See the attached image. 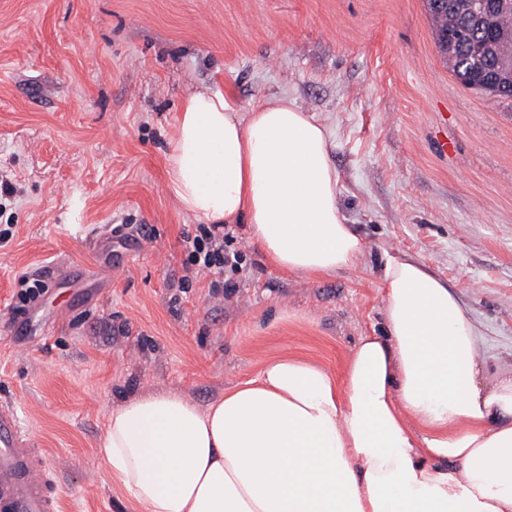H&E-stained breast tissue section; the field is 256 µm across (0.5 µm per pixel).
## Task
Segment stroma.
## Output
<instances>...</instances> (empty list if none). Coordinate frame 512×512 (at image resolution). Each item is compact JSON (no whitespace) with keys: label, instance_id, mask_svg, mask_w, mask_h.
Listing matches in <instances>:
<instances>
[{"label":"stroma","instance_id":"obj_1","mask_svg":"<svg viewBox=\"0 0 512 512\" xmlns=\"http://www.w3.org/2000/svg\"><path fill=\"white\" fill-rule=\"evenodd\" d=\"M227 88L327 126L354 268L271 269L242 224L233 294L190 265L166 155L185 97ZM0 180V407L53 467L54 512H133L99 452L124 399L204 405L268 357L340 372L383 326L387 254L454 289L487 378L512 366V104L449 72L424 0H0ZM23 276L46 292L14 342Z\"/></svg>","mask_w":512,"mask_h":512}]
</instances>
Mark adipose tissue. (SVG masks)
I'll return each instance as SVG.
<instances>
[{
    "label": "adipose tissue",
    "instance_id": "ef3b65f1",
    "mask_svg": "<svg viewBox=\"0 0 512 512\" xmlns=\"http://www.w3.org/2000/svg\"><path fill=\"white\" fill-rule=\"evenodd\" d=\"M328 128L285 95L240 111L183 102L167 156L182 209L244 224L270 267L323 277L364 253L339 202ZM383 328L341 374L267 359L207 406L124 400L100 444L137 512H512V371L484 382L482 337L447 283L386 256Z\"/></svg>",
    "mask_w": 512,
    "mask_h": 512
}]
</instances>
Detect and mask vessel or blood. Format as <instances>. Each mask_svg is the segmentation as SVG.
Returning a JSON list of instances; mask_svg holds the SVG:
<instances>
[{
    "label": "vessel or blood",
    "instance_id": "vessel-or-blood-1",
    "mask_svg": "<svg viewBox=\"0 0 512 512\" xmlns=\"http://www.w3.org/2000/svg\"><path fill=\"white\" fill-rule=\"evenodd\" d=\"M57 494L42 451L15 412L0 410V512H51Z\"/></svg>",
    "mask_w": 512,
    "mask_h": 512
}]
</instances>
